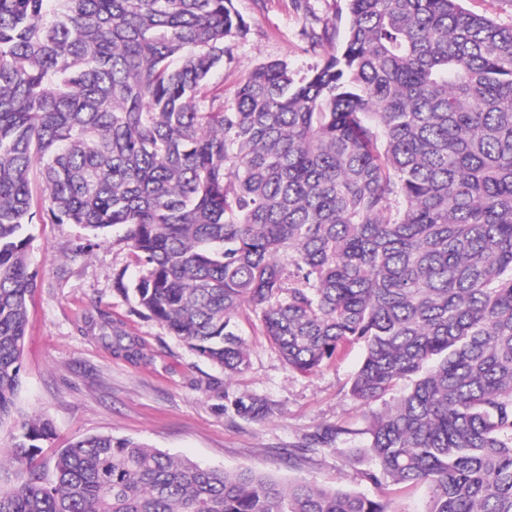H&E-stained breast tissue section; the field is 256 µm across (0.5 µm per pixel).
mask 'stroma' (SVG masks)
Listing matches in <instances>:
<instances>
[{
    "instance_id": "stroma-1",
    "label": "stroma",
    "mask_w": 512,
    "mask_h": 512,
    "mask_svg": "<svg viewBox=\"0 0 512 512\" xmlns=\"http://www.w3.org/2000/svg\"><path fill=\"white\" fill-rule=\"evenodd\" d=\"M250 26L238 40L232 60L214 75L211 89L232 104L240 82L258 65L284 60L306 74L340 46L346 26V0H234ZM316 33L336 24L332 39L313 52L301 34V15ZM29 252L38 287L29 304L20 406L46 415L53 436L43 444L42 462L52 466L56 449L90 435L127 437L203 465L233 470L253 467L282 482L305 479L348 492L377 495L362 474L373 462L362 452L365 429L380 403L365 404L350 394L363 349L346 346L319 371L290 369L257 329L251 311L238 315L250 351L248 368L225 376L198 357L159 323L134 312L133 300L118 294V272L134 277L122 231L97 238L76 224H38ZM82 258L72 259L76 248ZM122 319L142 346L132 363L114 356L85 316L93 305ZM267 401L264 418L236 415V398ZM342 424L350 435L336 448H305L306 435L325 424Z\"/></svg>"
}]
</instances>
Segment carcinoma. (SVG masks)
Segmentation results:
<instances>
[{
	"label": "carcinoma",
	"mask_w": 512,
	"mask_h": 512,
	"mask_svg": "<svg viewBox=\"0 0 512 512\" xmlns=\"http://www.w3.org/2000/svg\"><path fill=\"white\" fill-rule=\"evenodd\" d=\"M347 10L341 48L300 78L260 65L226 107L209 82L250 31L233 0H0V512H394L110 434L46 473L51 422L17 408L34 224L123 229L139 276L115 291L228 376L243 308L302 373L361 344L351 394L400 390L371 415L367 481L512 512V26L461 0ZM88 319L140 360L122 320Z\"/></svg>",
	"instance_id": "obj_1"
}]
</instances>
